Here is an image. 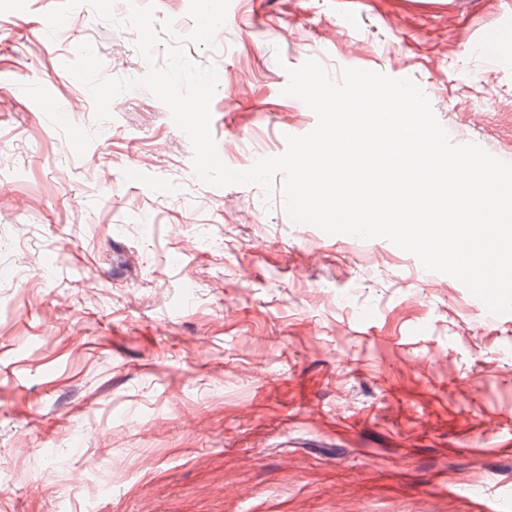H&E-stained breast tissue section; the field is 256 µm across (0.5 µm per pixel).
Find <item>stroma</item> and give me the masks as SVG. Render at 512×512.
<instances>
[{"label": "stroma", "mask_w": 512, "mask_h": 512, "mask_svg": "<svg viewBox=\"0 0 512 512\" xmlns=\"http://www.w3.org/2000/svg\"><path fill=\"white\" fill-rule=\"evenodd\" d=\"M0 0V512H486L512 496V311L271 190L196 177L134 88L96 122L65 68L148 70L137 32ZM498 40L495 54L475 46ZM210 129L235 170L315 113L318 61L409 78L452 142L512 162V0H230ZM476 485L465 500L452 484Z\"/></svg>", "instance_id": "stroma-1"}]
</instances>
